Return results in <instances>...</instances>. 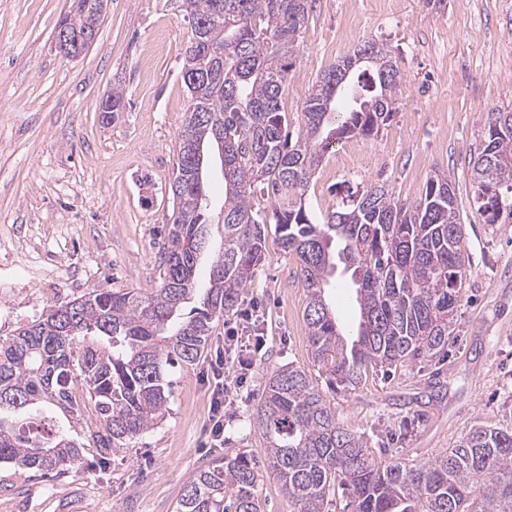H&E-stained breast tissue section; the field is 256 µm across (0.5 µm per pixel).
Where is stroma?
Here are the masks:
<instances>
[{
	"label": "stroma",
	"instance_id": "1",
	"mask_svg": "<svg viewBox=\"0 0 512 512\" xmlns=\"http://www.w3.org/2000/svg\"><path fill=\"white\" fill-rule=\"evenodd\" d=\"M284 95L288 132L304 133L303 102L320 73L359 41L397 61V110L377 135L324 153L305 191L314 219L373 183L416 200L434 171L455 184L471 259L443 359L422 358L357 389L329 392L339 421L392 459L426 462L473 427L512 431V224L478 211L471 161L490 113L512 111V0H313ZM66 0H0V336L58 303L97 290H149L172 221L169 191L189 95L181 78L190 31L185 0H108L87 53L60 52ZM121 86L123 112L97 111ZM296 261L268 238L242 306L215 322L265 339L224 411L223 452L261 464L265 512H297L282 493L250 414L270 373H317ZM328 299L344 333L359 309L349 275ZM209 359L168 373L161 423L112 451L107 464L49 479L0 465V512H176L187 481L208 464Z\"/></svg>",
	"mask_w": 512,
	"mask_h": 512
}]
</instances>
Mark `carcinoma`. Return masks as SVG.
<instances>
[{
    "label": "carcinoma",
    "instance_id": "cac0c4a2",
    "mask_svg": "<svg viewBox=\"0 0 512 512\" xmlns=\"http://www.w3.org/2000/svg\"><path fill=\"white\" fill-rule=\"evenodd\" d=\"M104 6L69 0L63 16L96 33ZM311 8L310 0H186L189 105L160 285L148 295L92 292L0 336V464L59 477L83 466L85 449L106 460L117 443L153 429L167 411L168 370L208 350L214 322L253 281L271 230L295 257L308 343L331 388L354 390L371 373L448 353L470 264L451 177L429 176L412 202L374 183L320 224L304 206L324 151L378 133L401 85L385 45L364 40L317 77L303 103L306 132L289 139L282 98ZM211 43L224 46L218 63ZM362 51L373 62L346 67ZM221 132L224 239L215 251L204 200ZM472 178L484 222L511 224L512 112L491 113ZM211 250L201 287L197 269ZM339 264L356 285L352 340L325 296ZM252 421L297 512H330L338 487L351 512H512V431L482 425L428 462L386 460L339 422L312 375L291 365L271 373ZM259 470L244 453L212 458L186 483L177 512H265Z\"/></svg>",
    "mask_w": 512,
    "mask_h": 512
}]
</instances>
